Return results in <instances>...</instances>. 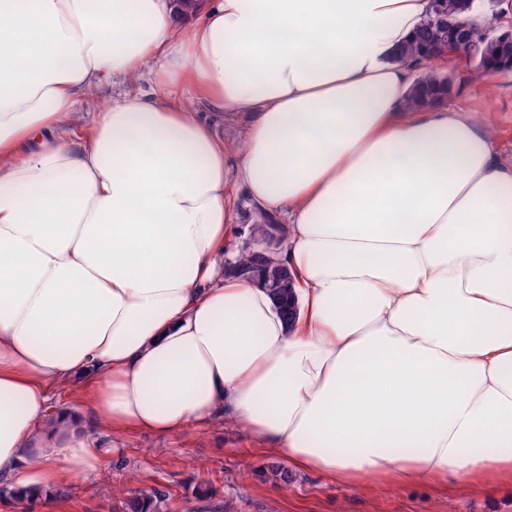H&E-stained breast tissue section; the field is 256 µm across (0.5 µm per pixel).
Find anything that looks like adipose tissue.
Instances as JSON below:
<instances>
[{
	"label": "adipose tissue",
	"instance_id": "1",
	"mask_svg": "<svg viewBox=\"0 0 512 512\" xmlns=\"http://www.w3.org/2000/svg\"><path fill=\"white\" fill-rule=\"evenodd\" d=\"M428 6L0 0L1 479L48 496L126 432L226 422L350 487L512 486V163L407 108ZM203 106L253 113L242 149ZM233 185L288 227L292 320L224 273ZM141 91L147 94H153L156 89L149 74L145 72L137 81L125 83L119 79H104L91 93L85 98L79 107V113L74 115L70 124V134L78 137L76 133H81L87 129L86 122L92 113L98 108H103L121 99L128 92Z\"/></svg>",
	"mask_w": 512,
	"mask_h": 512
}]
</instances>
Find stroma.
I'll return each instance as SVG.
<instances>
[{
    "instance_id": "1",
    "label": "stroma",
    "mask_w": 512,
    "mask_h": 512,
    "mask_svg": "<svg viewBox=\"0 0 512 512\" xmlns=\"http://www.w3.org/2000/svg\"><path fill=\"white\" fill-rule=\"evenodd\" d=\"M436 69L455 87L450 106L489 122L497 155L512 163V72L489 78L455 59ZM136 91L154 93L149 75L132 83L103 80L83 100L71 133L86 130L90 112ZM114 446L106 470L72 480L68 496L28 505L0 495V512H123L125 495L156 489L166 493L160 512H210L206 501L195 495L201 483L211 484L216 502L232 512H512L510 486L398 487L370 479L351 488L302 470L293 471L291 483L277 484L264 477L274 457L250 448L246 435L229 425L206 430L191 426L166 437L135 430L116 439Z\"/></svg>"
}]
</instances>
